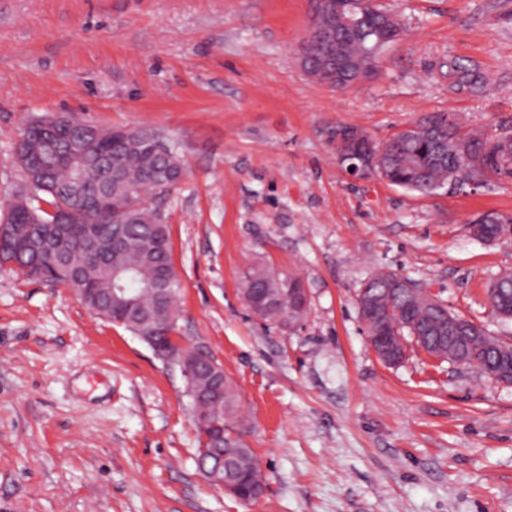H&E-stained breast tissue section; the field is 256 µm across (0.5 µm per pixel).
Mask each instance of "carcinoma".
I'll use <instances>...</instances> for the list:
<instances>
[{
  "instance_id": "cac0c4a2",
  "label": "carcinoma",
  "mask_w": 512,
  "mask_h": 512,
  "mask_svg": "<svg viewBox=\"0 0 512 512\" xmlns=\"http://www.w3.org/2000/svg\"><path fill=\"white\" fill-rule=\"evenodd\" d=\"M390 26L396 27L398 23L391 20L383 29L373 26L361 38L344 36L340 45L342 58L354 62L373 48L376 55H381L389 45L385 38ZM326 39L327 34L322 30L305 37L318 59L319 68L325 72L331 69L324 50ZM448 79L449 87L456 91L480 89L486 83L476 65L457 59L448 62ZM86 130L100 138L98 147L88 153L79 171L63 157L55 160L47 181L28 204L39 220L22 225L24 238L18 246L0 251V267L10 266L26 278L38 270L51 282L86 289L87 296L81 301L97 317L111 323L117 319L112 317L110 301L103 289L111 286L113 270L128 268L132 274L121 276L116 287L124 289L125 297L139 299V303L129 310L121 326L137 335L138 318L144 310L154 309L164 315L171 309L180 312L179 282H174L165 299L155 301L145 294L147 284L159 268H174L170 228L158 220L157 201L161 197L156 195L149 173L168 167L180 170L186 168V164L174 150L166 159L148 151L147 143L153 137L151 132L117 128L105 137L92 124L86 126ZM507 135V131L488 134L466 130L445 122L443 112L431 114L388 141L383 178L408 191L431 193L446 187L464 155L467 157L466 176L470 180L483 183L489 177L512 179V140L506 141ZM103 181L107 182L111 198L109 223L97 225L98 234L93 244L86 242L84 221L57 224L54 216L39 206L43 201L56 209L66 205L85 213ZM396 276L392 271L372 273L368 278L369 290L383 293ZM283 281L284 278L260 264L250 268L243 282V295L248 303L262 291L280 295L278 309L261 314L262 319L279 326L297 317V307L291 302ZM387 305L389 313L365 319L367 335L388 337L390 348L396 352L401 350L403 342L414 341L429 350L436 348L440 327L448 320L447 307H430L407 288ZM511 354L512 343L491 344L481 332L468 343V366L492 376L498 373L502 359ZM209 409L224 427V447H213L202 429L196 428L198 445L202 448L198 452V465L212 466L223 454L241 456L242 475L233 488V496L251 501L261 470L254 453L244 452L238 437L242 427L237 392L225 390L224 401Z\"/></svg>"
}]
</instances>
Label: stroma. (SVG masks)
<instances>
[{"mask_svg": "<svg viewBox=\"0 0 512 512\" xmlns=\"http://www.w3.org/2000/svg\"><path fill=\"white\" fill-rule=\"evenodd\" d=\"M381 3L403 35L339 90L298 61L312 0H0V195L22 187L14 145L47 113L177 151L187 176L161 208L178 328L235 386L266 485L243 502L199 471L178 368L68 288L0 268V512H512V386L415 350L385 365L356 306L390 270L512 336L488 300L512 240L468 230L512 216V179L409 192L350 175L334 138L383 141L434 112L512 130V0ZM452 59L487 85L450 90ZM257 263L304 284L297 329L249 311Z\"/></svg>", "mask_w": 512, "mask_h": 512, "instance_id": "35a3bbf8", "label": "stroma"}]
</instances>
